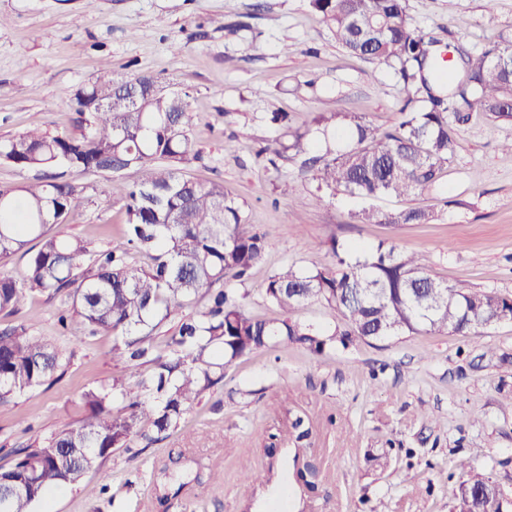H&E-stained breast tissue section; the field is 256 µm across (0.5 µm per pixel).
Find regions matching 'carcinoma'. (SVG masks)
<instances>
[{
	"label": "carcinoma",
	"instance_id": "obj_1",
	"mask_svg": "<svg viewBox=\"0 0 512 512\" xmlns=\"http://www.w3.org/2000/svg\"><path fill=\"white\" fill-rule=\"evenodd\" d=\"M310 6L342 48L394 68L410 92L390 131H379L354 112H321L313 128L261 150L304 156L301 172L311 175L318 190L307 203H321L338 189L360 199L416 196L437 183L448 163L454 126L478 113L512 119V71L494 63L512 53L511 44L494 43L473 54L459 50L453 83L444 56L430 52L412 29L405 0H310ZM71 107L82 118L78 135L34 129L0 139V162L38 172L21 186L0 188V260L40 241L20 276L0 275V312H18L33 292L65 293L72 314H61L59 321L70 336L110 332L113 357L151 370L134 387L115 378L108 389L84 393V424L23 449L0 472L8 512H31L54 489L82 481L98 459L130 450L134 438L151 442L149 432L177 427L224 378V367L243 356L278 343L321 353L351 336H480L495 318L512 321V297L436 280L417 255L391 244L381 242L354 258L336 240L335 268L287 265L268 278L265 298L282 319L254 318L231 284L245 281L264 261L265 238L241 229L244 211L223 184L183 178L185 168L202 160L191 138L189 94L178 92L173 99L147 73L118 79L106 61L94 80L72 94ZM112 164L140 174L126 204L127 247L91 256L83 240L51 235L46 226L65 223L84 200V186L60 170L98 174ZM356 217L362 223L423 224L433 215L415 206L363 210ZM137 252L151 254L149 268L131 263ZM217 283L225 287L213 288ZM202 291L206 310L180 322L165 353H153L152 332L173 308ZM312 301L336 310L340 325L332 333L291 318ZM60 367L53 343L22 326L0 331L1 402L46 384ZM116 401L122 408L114 414ZM267 481L261 470L246 475L243 495ZM498 490L489 476L471 470L453 490L451 512H501Z\"/></svg>",
	"mask_w": 512,
	"mask_h": 512
}]
</instances>
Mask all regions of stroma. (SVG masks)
<instances>
[{
	"label": "stroma",
	"instance_id": "35a3bbf8",
	"mask_svg": "<svg viewBox=\"0 0 512 512\" xmlns=\"http://www.w3.org/2000/svg\"><path fill=\"white\" fill-rule=\"evenodd\" d=\"M422 38L447 41L469 22L465 50L512 40V0H406ZM183 50H173V43ZM116 76L139 73L187 91L191 137L202 159L186 178L223 184L243 207L248 231L263 234L266 257L236 290L253 317L281 319L263 297L279 267H332L324 245L363 250L386 242L416 254L432 277L512 297V120L474 117L456 126L453 154L436 186L415 197L364 201L343 191L300 206L316 184L292 154L262 149L283 130L305 129L320 112L364 114L391 129L408 97L386 66L343 50L309 0H0V137L38 127L76 134L70 96L104 61ZM234 151H225V144ZM138 175L79 176L85 199L50 234L85 240L91 252L125 246L128 192ZM425 206L427 224H364L365 207ZM59 296L36 294L0 328L26 325L52 339L63 367L53 381L0 403V468L20 449L86 419L82 395L130 378L100 330L72 339L58 321ZM303 419L309 435L297 439ZM134 452L99 461L83 482L58 488L33 512H265L288 482L283 448H298L318 470L304 512H450L463 468L486 473L512 496V322L473 339L405 334L315 353L278 344L238 359L178 428ZM387 454V467L376 456ZM273 469L272 482L245 500L241 480ZM223 482L208 481L209 471Z\"/></svg>",
	"mask_w": 512,
	"mask_h": 512
}]
</instances>
